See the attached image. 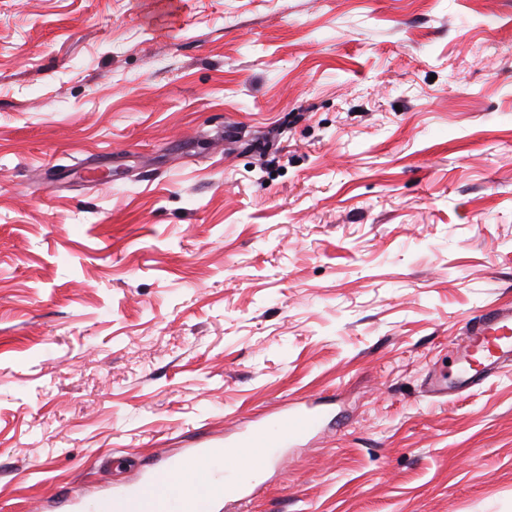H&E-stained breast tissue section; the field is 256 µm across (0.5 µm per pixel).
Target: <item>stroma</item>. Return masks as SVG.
I'll return each mask as SVG.
<instances>
[{
  "label": "stroma",
  "mask_w": 512,
  "mask_h": 512,
  "mask_svg": "<svg viewBox=\"0 0 512 512\" xmlns=\"http://www.w3.org/2000/svg\"><path fill=\"white\" fill-rule=\"evenodd\" d=\"M512 0H0V512L330 401L229 512H512ZM512 360V309L494 306L480 311L466 327L464 344L455 353L448 386L435 382L439 394L464 392L480 385L499 365Z\"/></svg>",
  "instance_id": "35a3bbf8"
}]
</instances>
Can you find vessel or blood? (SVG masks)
Instances as JSON below:
<instances>
[{"label": "vessel or blood", "mask_w": 512, "mask_h": 512, "mask_svg": "<svg viewBox=\"0 0 512 512\" xmlns=\"http://www.w3.org/2000/svg\"><path fill=\"white\" fill-rule=\"evenodd\" d=\"M512 361V308L480 311L466 327L455 353V369L435 392H464L480 385L499 365ZM324 419L312 404L291 405L263 422L239 429L225 447L192 448L154 466L146 475L113 492L77 500L75 512H214L218 501L244 502L258 491L260 477L283 448L310 437ZM207 462L206 479L193 468Z\"/></svg>", "instance_id": "vessel-or-blood-1"}]
</instances>
